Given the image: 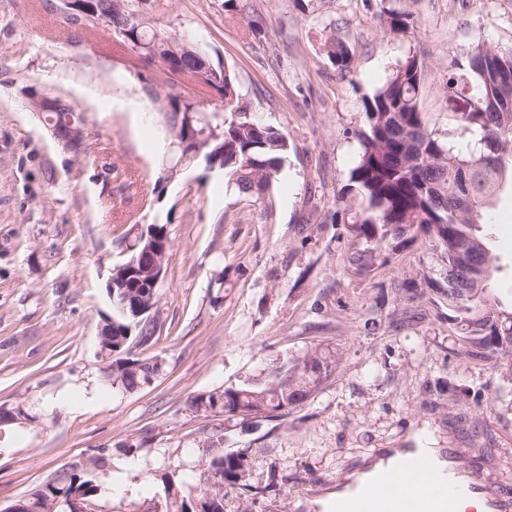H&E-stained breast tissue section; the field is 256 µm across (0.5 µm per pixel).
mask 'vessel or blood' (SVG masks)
<instances>
[{
    "label": "vessel or blood",
    "instance_id": "vessel-or-blood-1",
    "mask_svg": "<svg viewBox=\"0 0 512 512\" xmlns=\"http://www.w3.org/2000/svg\"><path fill=\"white\" fill-rule=\"evenodd\" d=\"M444 478L426 482L434 468ZM485 512H512V483L500 480L472 449L384 448L371 464L337 485L327 512H457L464 497Z\"/></svg>",
    "mask_w": 512,
    "mask_h": 512
}]
</instances>
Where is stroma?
Returning a JSON list of instances; mask_svg holds the SVG:
<instances>
[{"instance_id": "1", "label": "stroma", "mask_w": 512, "mask_h": 512, "mask_svg": "<svg viewBox=\"0 0 512 512\" xmlns=\"http://www.w3.org/2000/svg\"><path fill=\"white\" fill-rule=\"evenodd\" d=\"M161 2L153 25L219 57L249 117L280 130L288 154L262 204L201 162L158 184L168 154L141 90L150 68L58 40L50 0H0V406L31 416L0 428V510L74 465L97 485L99 512H146L162 475L190 487L217 448L251 459L245 486H225L224 512H323L375 448H472L512 478V367L467 355L438 294L448 264L428 237L389 240L361 262L367 244L344 196L363 97L417 54L430 68L429 126L447 132L448 62L480 43L512 47V0H392L409 22L397 37L378 25L379 0H239L232 16L222 0ZM318 28L353 51L351 74L321 61ZM33 92L82 112L87 151L57 142ZM122 175L138 196L119 194ZM122 215L166 225L171 241L157 332L132 350L162 370L133 392L105 382L99 358L106 283L127 258ZM488 215L494 295L507 304L512 194ZM316 343L335 350L336 371L285 416L191 407ZM103 450L105 466L91 467ZM114 475L124 491L110 488Z\"/></svg>"}]
</instances>
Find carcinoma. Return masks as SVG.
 Returning <instances> with one entry per match:
<instances>
[{"label": "carcinoma", "instance_id": "carcinoma-1", "mask_svg": "<svg viewBox=\"0 0 512 512\" xmlns=\"http://www.w3.org/2000/svg\"><path fill=\"white\" fill-rule=\"evenodd\" d=\"M156 0H74L72 14L59 21L76 39L93 38L104 29L111 35L108 50L128 60L133 68L161 65L145 81L144 92L162 102L169 127L184 140L195 131L186 127L183 113H202V126L221 138L201 154L221 157L224 171L238 191L252 202L254 191L269 186L280 171L288 141L276 128L247 117L236 82L229 70L185 38L165 35L149 23ZM382 31L402 36L408 30L405 15L384 7L378 14ZM320 54L337 71L351 72L354 55L342 41L320 32ZM429 70L424 59L410 54L400 61L385 83L363 98L366 127L354 132L359 142L356 166L346 194L357 208L351 217L355 236L378 250L388 238L423 232L448 262V287L434 292L448 300V323L472 351L491 352L512 359V308L491 298L495 255L487 241L491 227L487 212L494 196L512 185V48L478 44L464 60L448 64V96L468 105L465 112L448 113V132L462 130L478 136L481 149L463 151L429 127L421 108ZM191 83L206 96L224 99V109L206 110L176 89ZM55 107L47 118L76 129L82 115L67 100L52 97ZM157 322L112 311V324L102 327L99 344L112 348V369L103 373L110 385L132 392L152 381L161 369L157 358L133 359L134 340L146 344L155 336ZM337 357L316 345L293 360L274 365L261 383L210 391L191 401L196 411L243 419L271 417L304 403L336 370ZM33 420L22 408H0V423ZM250 462L243 454L214 453L204 464L189 493L171 475H163L165 512H224V486L247 487ZM98 486L78 468L64 467L28 491L42 512H59V496L79 493L93 501Z\"/></svg>", "mask_w": 512, "mask_h": 512}]
</instances>
